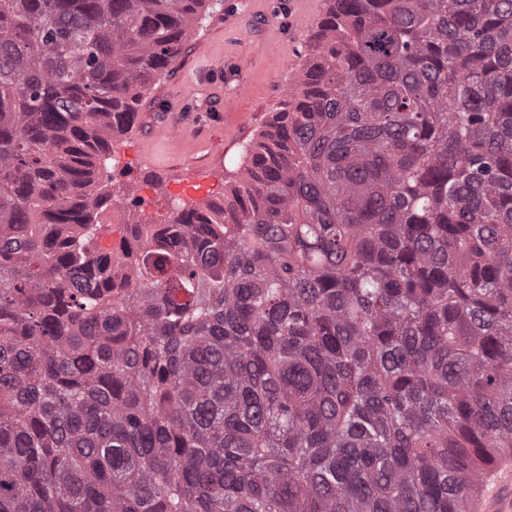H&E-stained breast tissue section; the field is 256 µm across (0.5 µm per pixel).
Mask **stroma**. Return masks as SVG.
I'll return each instance as SVG.
<instances>
[{"label": "stroma", "mask_w": 512, "mask_h": 512, "mask_svg": "<svg viewBox=\"0 0 512 512\" xmlns=\"http://www.w3.org/2000/svg\"><path fill=\"white\" fill-rule=\"evenodd\" d=\"M326 9V0H224L207 12L182 56L149 81L133 127L109 141L114 184L143 204L103 212L96 244L118 247L123 225L164 224L176 211L221 201V186L245 177L243 147L285 109ZM230 93L237 106L228 112ZM161 121L173 133L157 141Z\"/></svg>", "instance_id": "obj_1"}]
</instances>
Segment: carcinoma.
<instances>
[{
    "label": "carcinoma",
    "instance_id": "1",
    "mask_svg": "<svg viewBox=\"0 0 512 512\" xmlns=\"http://www.w3.org/2000/svg\"><path fill=\"white\" fill-rule=\"evenodd\" d=\"M218 0H0V512H469L512 452V0H328L207 210L93 245Z\"/></svg>",
    "mask_w": 512,
    "mask_h": 512
}]
</instances>
